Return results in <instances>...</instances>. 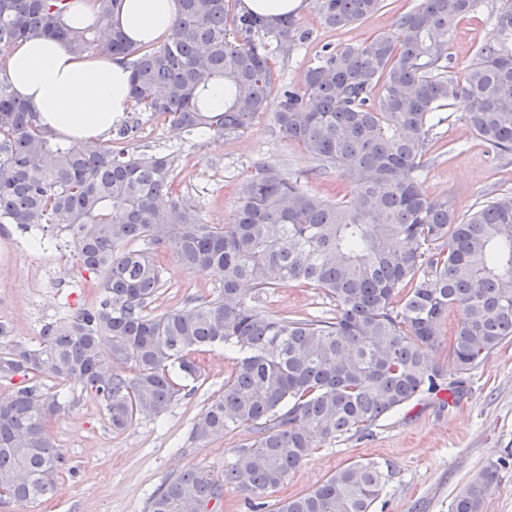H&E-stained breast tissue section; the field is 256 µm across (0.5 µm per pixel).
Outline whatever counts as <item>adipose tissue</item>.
Here are the masks:
<instances>
[{
  "label": "adipose tissue",
  "instance_id": "obj_1",
  "mask_svg": "<svg viewBox=\"0 0 512 512\" xmlns=\"http://www.w3.org/2000/svg\"><path fill=\"white\" fill-rule=\"evenodd\" d=\"M177 0H123L109 24L136 42L159 40L170 30ZM131 71L123 59L76 55L63 43L32 38L14 46L7 75L17 95L46 131L98 145L130 109Z\"/></svg>",
  "mask_w": 512,
  "mask_h": 512
}]
</instances>
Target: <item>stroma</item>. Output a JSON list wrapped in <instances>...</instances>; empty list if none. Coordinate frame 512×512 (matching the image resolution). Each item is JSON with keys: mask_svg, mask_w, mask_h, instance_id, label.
I'll return each mask as SVG.
<instances>
[{"mask_svg": "<svg viewBox=\"0 0 512 512\" xmlns=\"http://www.w3.org/2000/svg\"><path fill=\"white\" fill-rule=\"evenodd\" d=\"M419 0H384L366 20L343 29L321 23L313 8L298 15L312 29L311 40L290 58L275 57L276 68L300 81L322 48L355 44L387 31ZM491 27L485 16L463 20L448 35V55L457 77H464ZM464 103L444 111L432 134L422 187L433 198L448 199L456 212L469 214L490 197L512 196V155L500 157L470 132ZM134 144L138 149L176 160L175 187L192 199L207 224L229 222L236 209L235 187L246 181L259 161L276 164L288 176L305 178L314 160L298 145L275 138L271 116H258L244 133L221 141L188 139L142 112ZM29 233L0 226V343L40 340L42 327L97 300L92 277L78 266L54 269L49 277L31 271L26 249ZM164 285L156 311L182 307L192 298H209L218 277L188 271L173 256L162 257ZM247 300L274 313L303 319L332 317L336 307L324 293L290 283ZM202 377L196 392L175 402L160 418H142L123 432H113L99 404L69 382L75 402L51 422L67 468L52 499L36 503H0V512H147L148 499L165 479L182 470H220L234 460L235 448L249 442L239 429L207 443L194 441L191 428L208 403L217 398L232 367L229 352L211 348L199 353ZM359 459L390 463L393 474L374 512H452L458 490L476 471L490 467L497 481L483 512H512V342L493 351L467 380L459 397L447 391L426 392L368 430L321 443L278 491L276 498L304 493L340 467Z\"/></svg>", "mask_w": 512, "mask_h": 512, "instance_id": "stroma-1", "label": "stroma"}]
</instances>
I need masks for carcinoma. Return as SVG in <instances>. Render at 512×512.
<instances>
[{
	"mask_svg": "<svg viewBox=\"0 0 512 512\" xmlns=\"http://www.w3.org/2000/svg\"><path fill=\"white\" fill-rule=\"evenodd\" d=\"M384 0H313L331 28L354 25ZM170 33L142 46L119 29L106 41L63 23L69 0H0V51L48 37L73 53L121 56L135 110L163 116L188 137L242 133L272 111L271 133L295 142L350 182L319 196L260 162L237 191L234 218L205 224L176 194L175 159L131 146L125 124L95 151L47 134L31 106L0 79V224H51L69 235L82 270L99 280L97 305L45 324L36 345L0 351V378L26 384L0 399V500L54 497L66 457L50 431L66 381L100 404L115 432L159 417L197 382L195 353L233 354L224 390L195 420V441L241 427L252 441L220 473L187 469L152 493L148 512H212L234 489L268 512H373L392 466L354 461L307 492L268 503L321 442L362 432L441 386L427 351L448 348L459 377L512 340V197L460 216L420 182L438 113L466 103L475 137L512 153V0H421L386 32L327 46L301 82L278 83L275 52L291 54L312 32L294 18L238 13L232 0H177ZM487 12L491 36L464 79L448 66V32ZM234 34L227 39V31ZM224 85V110L205 100ZM276 102H271L272 90ZM164 251L222 286L209 299L156 313ZM290 282L336 304L332 318L297 319L247 302ZM448 336L440 325L448 311ZM52 385H47V382ZM496 471L472 475L453 512H483Z\"/></svg>",
	"mask_w": 512,
	"mask_h": 512,
	"instance_id": "cac0c4a2",
	"label": "carcinoma"
}]
</instances>
